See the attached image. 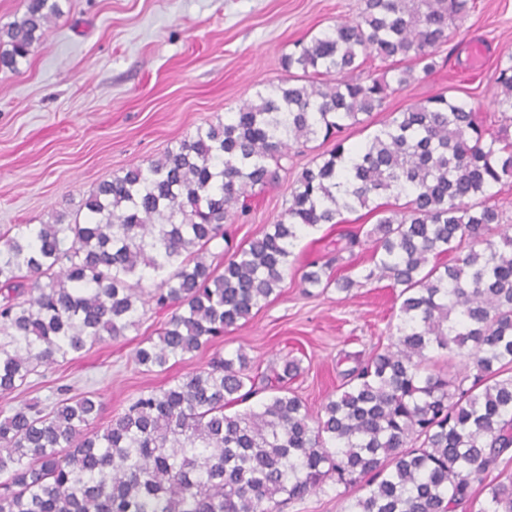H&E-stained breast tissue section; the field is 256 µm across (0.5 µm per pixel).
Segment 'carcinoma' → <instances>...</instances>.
<instances>
[{
  "label": "carcinoma",
  "instance_id": "obj_1",
  "mask_svg": "<svg viewBox=\"0 0 512 512\" xmlns=\"http://www.w3.org/2000/svg\"><path fill=\"white\" fill-rule=\"evenodd\" d=\"M472 9L363 0L356 18L283 57L288 79L100 183L85 216L0 230L1 398L126 336L149 304L174 312L158 340L140 343L138 366L162 371L203 351L276 293L303 230L359 208L376 217L373 267L359 276L381 271L402 298L389 343L316 412L288 388L298 361L284 359L271 383L240 350L141 392L101 430L103 404L88 394L48 412L22 404L0 418V512H280L329 482L343 496L363 491L345 512H466L475 483L487 490L483 512H512V482H486L512 450V224L489 193L512 178V64L496 77V130L439 93L388 113L359 146L341 138L416 72H433ZM60 13L59 0H27L0 27V69L19 71ZM371 58L385 72L367 82ZM318 139L334 146L297 174L275 222L223 268L209 263L212 243L230 246L227 225L249 192L278 182L293 147ZM383 196L396 204L369 207ZM337 243L351 252L360 235ZM333 261L308 263L301 287L350 292L355 280L332 278ZM456 359L475 373L451 372ZM265 390L258 408L226 412Z\"/></svg>",
  "mask_w": 512,
  "mask_h": 512
}]
</instances>
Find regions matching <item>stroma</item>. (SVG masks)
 <instances>
[{
	"label": "stroma",
	"mask_w": 512,
	"mask_h": 512,
	"mask_svg": "<svg viewBox=\"0 0 512 512\" xmlns=\"http://www.w3.org/2000/svg\"><path fill=\"white\" fill-rule=\"evenodd\" d=\"M62 14L33 44L18 72L0 71V229L48 224L74 214L105 180L148 161L197 127L223 119L268 84L287 79L281 60L300 40L356 17L361 0H60ZM480 43L481 68L468 48ZM440 65L394 94L399 110L450 90L492 112L496 68L512 57V0H475L459 32L438 54ZM289 198L287 182L255 191L249 216L232 227L242 246L272 223ZM342 227L303 231L277 294L245 326L215 339L211 351L186 356L162 372L133 361L139 342L156 336L169 312L147 308L124 338L94 345L42 369L23 397L0 400V415L23 400L52 407L91 393L110 420L142 391L167 387L205 368L212 352L243 351L259 372L299 360L290 388L318 409L345 370L387 343L401 300L387 276L303 294L304 266L334 258V273L357 275L371 247L337 252Z\"/></svg>",
	"instance_id": "obj_1"
}]
</instances>
